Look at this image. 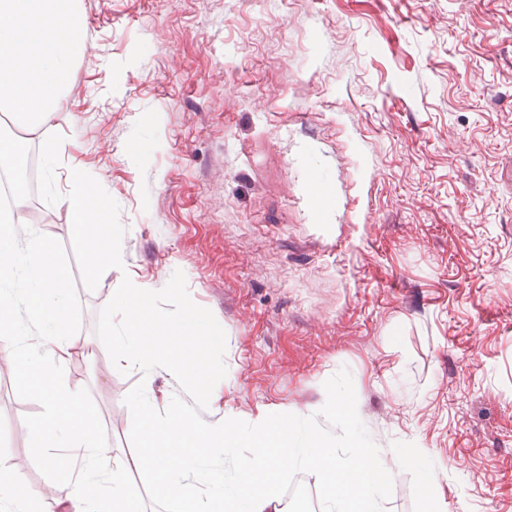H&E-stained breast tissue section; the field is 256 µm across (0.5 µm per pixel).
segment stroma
<instances>
[{
  "label": "stroma",
  "mask_w": 512,
  "mask_h": 512,
  "mask_svg": "<svg viewBox=\"0 0 512 512\" xmlns=\"http://www.w3.org/2000/svg\"><path fill=\"white\" fill-rule=\"evenodd\" d=\"M87 54L41 147L96 177L123 269L79 289L67 367L126 458L96 335L123 277L182 271L227 338L203 417L317 413L351 372L380 450L425 448L441 512H512V0H80ZM0 378L6 464L49 483Z\"/></svg>",
  "instance_id": "1"
}]
</instances>
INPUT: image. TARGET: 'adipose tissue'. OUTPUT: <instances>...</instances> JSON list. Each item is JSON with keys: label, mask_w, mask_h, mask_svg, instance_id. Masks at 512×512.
<instances>
[{"label": "adipose tissue", "mask_w": 512, "mask_h": 512, "mask_svg": "<svg viewBox=\"0 0 512 512\" xmlns=\"http://www.w3.org/2000/svg\"><path fill=\"white\" fill-rule=\"evenodd\" d=\"M80 0H0V112L49 124L88 42Z\"/></svg>", "instance_id": "1"}]
</instances>
